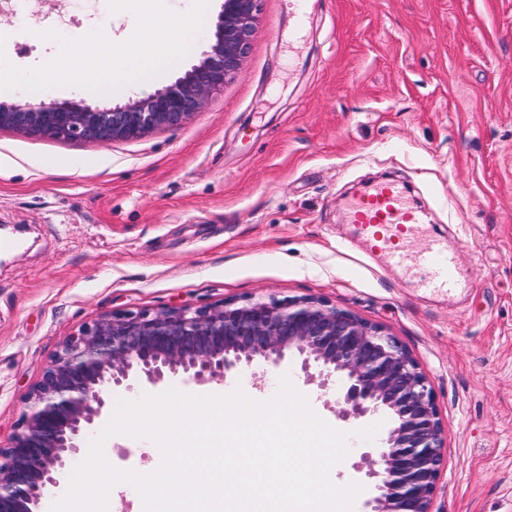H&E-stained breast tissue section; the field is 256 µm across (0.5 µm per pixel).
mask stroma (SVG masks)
<instances>
[{"label":"stroma","mask_w":512,"mask_h":512,"mask_svg":"<svg viewBox=\"0 0 512 512\" xmlns=\"http://www.w3.org/2000/svg\"><path fill=\"white\" fill-rule=\"evenodd\" d=\"M38 21L0 33L9 63L43 64L53 30L114 22L105 0H31ZM223 0H209L190 54L110 93L0 91V102L148 96L191 69ZM390 179L454 251L456 293L369 251L348 207ZM0 445L63 341L117 311L258 294L325 299L397 336L432 382L446 443L433 512H512V0H260L238 74L177 128L105 146L0 129ZM289 376L328 425L335 388ZM134 470L146 442L104 445Z\"/></svg>","instance_id":"35a3bbf8"}]
</instances>
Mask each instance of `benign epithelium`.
Listing matches in <instances>:
<instances>
[{"label":"benign epithelium","instance_id":"1","mask_svg":"<svg viewBox=\"0 0 512 512\" xmlns=\"http://www.w3.org/2000/svg\"><path fill=\"white\" fill-rule=\"evenodd\" d=\"M258 0H224L198 64L152 95L112 107L0 103V128L101 144L176 128L224 88L247 57ZM290 362L321 388L338 383L337 417H388L384 446L363 454L370 485L362 512H432L445 440L429 378L382 326L315 297L251 296L198 307L111 313L70 336L26 393L24 411L0 448V512H40L84 436L108 417L112 388L158 387L173 378L205 385L260 365Z\"/></svg>","mask_w":512,"mask_h":512}]
</instances>
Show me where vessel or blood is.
<instances>
[{"label":"vessel or blood","instance_id":"1","mask_svg":"<svg viewBox=\"0 0 512 512\" xmlns=\"http://www.w3.org/2000/svg\"><path fill=\"white\" fill-rule=\"evenodd\" d=\"M349 220L360 226L371 252L383 256L389 265L422 271L427 288L454 290L455 254L434 242L416 247L425 213L408 205L397 184L382 182L369 187L352 201Z\"/></svg>","mask_w":512,"mask_h":512}]
</instances>
